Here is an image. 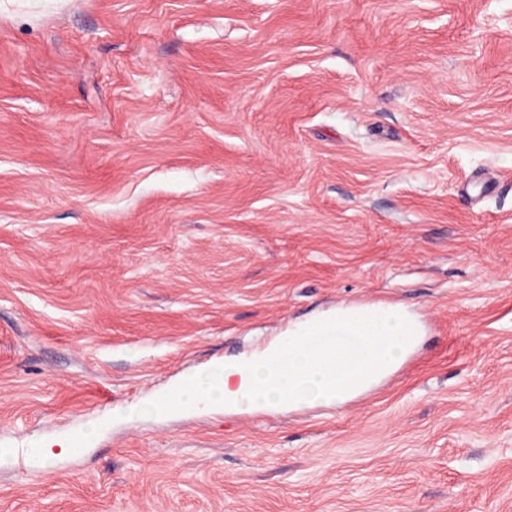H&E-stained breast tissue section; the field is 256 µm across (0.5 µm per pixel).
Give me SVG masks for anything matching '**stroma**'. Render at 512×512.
<instances>
[{
    "mask_svg": "<svg viewBox=\"0 0 512 512\" xmlns=\"http://www.w3.org/2000/svg\"><path fill=\"white\" fill-rule=\"evenodd\" d=\"M378 301L345 407L140 412ZM0 512H512V0H0Z\"/></svg>",
    "mask_w": 512,
    "mask_h": 512,
    "instance_id": "35a3bbf8",
    "label": "stroma"
}]
</instances>
